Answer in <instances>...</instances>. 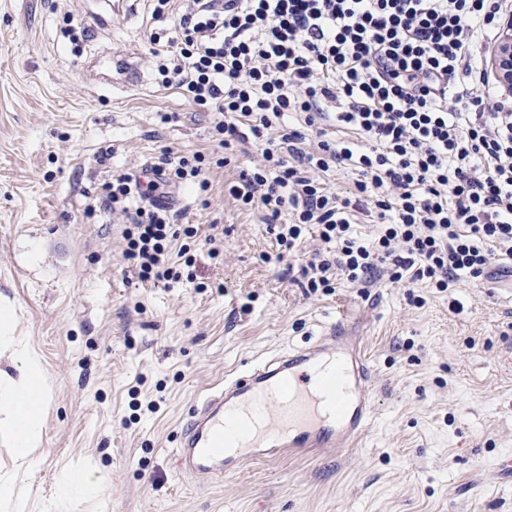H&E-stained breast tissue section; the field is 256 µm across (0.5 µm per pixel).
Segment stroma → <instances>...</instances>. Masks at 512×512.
I'll list each match as a JSON object with an SVG mask.
<instances>
[{"label": "stroma", "mask_w": 512, "mask_h": 512, "mask_svg": "<svg viewBox=\"0 0 512 512\" xmlns=\"http://www.w3.org/2000/svg\"><path fill=\"white\" fill-rule=\"evenodd\" d=\"M154 6L125 0L100 26L92 0H0V306L46 383L28 472L0 435L15 493L0 512H512V482L491 473L512 457V284L340 277L307 294L287 268L326 244L308 228L277 261L262 210L230 193L262 147L218 165V114L156 80ZM120 48L137 83L88 86L85 65ZM166 149L211 160L208 189L187 182L173 199L197 236L190 277L168 288L138 279L121 218L97 204ZM339 321L365 336L374 373L356 447L252 460L213 483L180 474L173 449L198 398Z\"/></svg>", "instance_id": "stroma-1"}]
</instances>
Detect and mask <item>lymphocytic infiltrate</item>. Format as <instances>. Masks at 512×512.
<instances>
[{"mask_svg":"<svg viewBox=\"0 0 512 512\" xmlns=\"http://www.w3.org/2000/svg\"><path fill=\"white\" fill-rule=\"evenodd\" d=\"M151 37L162 87L221 114L219 147L262 141L264 163L230 188L267 212L282 252L308 225L329 244L301 269L308 293L381 278L444 292L467 279L512 277V105L487 111L479 48L497 38L512 0H189ZM356 140H330L329 127ZM205 157L161 161L109 183L102 205L127 220L140 281L179 282L193 257L173 228L170 194L204 179ZM343 167L353 197L316 172ZM287 223H280L282 212ZM376 226L358 237L355 214Z\"/></svg>","mask_w":512,"mask_h":512,"instance_id":"f902f5d3","label":"lymphocytic infiltrate"}]
</instances>
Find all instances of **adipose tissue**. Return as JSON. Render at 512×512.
I'll return each instance as SVG.
<instances>
[{"mask_svg": "<svg viewBox=\"0 0 512 512\" xmlns=\"http://www.w3.org/2000/svg\"><path fill=\"white\" fill-rule=\"evenodd\" d=\"M13 372H0V407L7 412L0 418V432L15 437L17 458L28 464L32 448L40 444L36 429L44 409V401L38 394L43 386V373L34 358L20 352H10Z\"/></svg>", "mask_w": 512, "mask_h": 512, "instance_id": "ef3b65f1", "label": "adipose tissue"}]
</instances>
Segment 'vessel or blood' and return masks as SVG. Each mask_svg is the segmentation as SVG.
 Segmentation results:
<instances>
[{
  "label": "vessel or blood",
  "mask_w": 512,
  "mask_h": 512,
  "mask_svg": "<svg viewBox=\"0 0 512 512\" xmlns=\"http://www.w3.org/2000/svg\"><path fill=\"white\" fill-rule=\"evenodd\" d=\"M106 64L113 84L135 77L126 58L112 54ZM372 385L362 337L335 326L225 380L194 406L179 435L177 466L215 480L287 450L355 447L371 422Z\"/></svg>",
  "instance_id": "obj_1"
}]
</instances>
